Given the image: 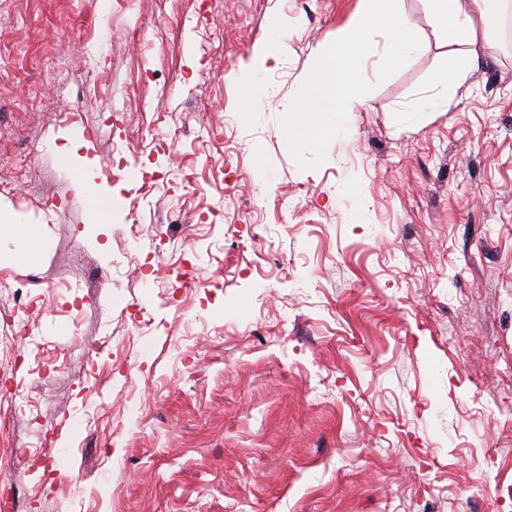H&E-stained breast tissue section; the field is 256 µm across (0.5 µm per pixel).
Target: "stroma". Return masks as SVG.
Wrapping results in <instances>:
<instances>
[{"label":"stroma","instance_id":"35a3bbf8","mask_svg":"<svg viewBox=\"0 0 512 512\" xmlns=\"http://www.w3.org/2000/svg\"><path fill=\"white\" fill-rule=\"evenodd\" d=\"M404 6L421 53L302 170L361 0H0L13 512H512V51L398 127L446 62ZM286 49L283 34L276 17L269 23V35L266 42L261 43L255 53V69H266L268 64H278Z\"/></svg>","mask_w":512,"mask_h":512}]
</instances>
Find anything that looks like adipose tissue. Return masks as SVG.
<instances>
[{"mask_svg":"<svg viewBox=\"0 0 512 512\" xmlns=\"http://www.w3.org/2000/svg\"><path fill=\"white\" fill-rule=\"evenodd\" d=\"M426 2L433 31L448 48V64L433 77L434 94L420 97L412 108L397 111V122L404 128L448 111L453 101L449 87L463 83L469 72L484 63L483 48L490 36L489 15L494 0Z\"/></svg>","mask_w":512,"mask_h":512,"instance_id":"adipose-tissue-1","label":"adipose tissue"}]
</instances>
